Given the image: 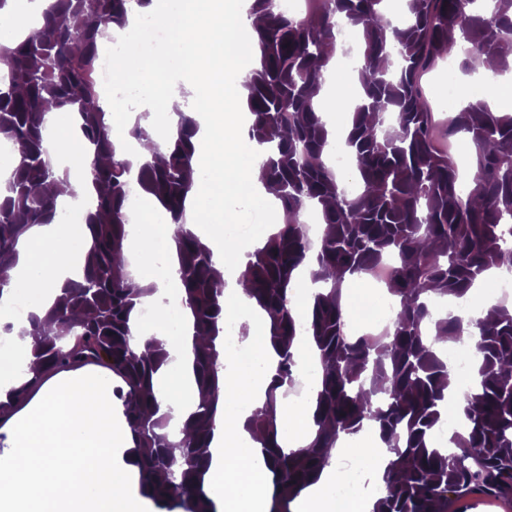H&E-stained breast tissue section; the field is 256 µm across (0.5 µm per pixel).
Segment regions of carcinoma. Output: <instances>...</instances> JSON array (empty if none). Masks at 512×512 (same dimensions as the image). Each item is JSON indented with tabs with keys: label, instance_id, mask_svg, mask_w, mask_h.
Returning <instances> with one entry per match:
<instances>
[{
	"label": "carcinoma",
	"instance_id": "carcinoma-1",
	"mask_svg": "<svg viewBox=\"0 0 512 512\" xmlns=\"http://www.w3.org/2000/svg\"><path fill=\"white\" fill-rule=\"evenodd\" d=\"M152 0H51L38 37L0 40V139L15 146V161L0 184V292L18 262L20 241L36 224L59 218L69 174L45 147L49 113L78 116L76 138L91 158L86 179L94 194L86 221L91 246L83 275L69 280L48 310L30 348L34 377L0 402V418L23 406L41 382L60 371L97 366L112 372V395L122 402L137 457L139 487L161 512H218L204 490L206 449L219 407L218 373L224 358L216 340L222 325L224 278L213 251L186 228L194 195L197 131L193 115L177 113L176 133L155 143L146 125L127 129L151 152L131 177L119 156L112 124L94 77L113 25ZM295 17L274 0H252L249 26L261 53L244 86L250 112L248 140L262 179L279 200L280 222L246 255L239 281L266 314L278 362L265 408L247 421L271 480L269 512L291 505L320 479L331 450L365 423L379 425L384 485L372 512H465L461 502L483 495L512 505V308L496 303L484 316L439 317L437 299L466 301L473 283L500 264L512 245V113L479 97L457 112L434 110L423 78L463 49L486 55L500 75L512 73V0H405L402 21L382 10L385 0H312ZM361 40L362 92L351 114L345 146L358 185L327 161L331 132L314 100L336 56L337 34ZM474 146L467 179L447 142ZM151 195L174 225L178 279L195 324L194 373L202 398L181 438L168 432L171 406L159 399L157 378L169 354L150 338L133 339L142 299L125 259L131 182ZM319 216L323 231L311 241L303 216ZM320 291L308 318L294 311L295 274L303 266ZM388 268L394 299L390 328L377 335L346 334L348 306L341 285ZM309 334L319 352L315 378V436L291 448L274 406L295 384L294 340ZM473 339L475 364L461 394V422L448 446L433 440L447 420L448 360L442 343ZM179 454H174V449Z\"/></svg>",
	"mask_w": 512,
	"mask_h": 512
}]
</instances>
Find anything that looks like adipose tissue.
I'll list each match as a JSON object with an SVG mask.
<instances>
[{"label": "adipose tissue", "instance_id": "adipose-tissue-1", "mask_svg": "<svg viewBox=\"0 0 512 512\" xmlns=\"http://www.w3.org/2000/svg\"><path fill=\"white\" fill-rule=\"evenodd\" d=\"M173 32L174 47L183 62V75H172L166 63L157 58L136 57L128 60L124 76L142 85L146 95L144 111L152 116L170 118L182 111L185 102H192L197 122L194 144L203 146L206 179L197 180L195 194L204 197L209 179L224 181L228 197L247 192L267 203L276 197L262 180L257 165H242L236 148L237 135L228 125L227 117L238 116L245 92L243 83L259 54L256 41L240 38L235 27L224 21L223 0H181L175 11L157 13ZM173 225L141 220L135 230L134 244L140 264L149 268L141 281L154 285L157 294L178 287L177 246ZM166 241L164 257L154 252L155 237ZM91 243L86 224L59 221L32 227L21 244L17 265L10 272V283L0 290V308L8 305L17 285H25L33 300V319L13 323L0 317V327L11 325L12 338L19 345L29 344L37 327L35 317L44 316L52 306L65 282L77 270L69 262L73 248L88 249ZM226 309L244 307L248 320L238 326L239 340L251 347L263 364L261 373L249 370H226L220 376L222 397L226 407L235 409L233 422H217L208 448L210 468L205 475L207 489L221 496L226 483L237 482L245 462L254 460L255 442L244 425L256 410L265 404L264 392L273 375L274 349L265 333V318L256 304L234 285L224 296ZM154 336L163 340L169 360L161 369L159 397L173 407L174 427H183L188 407L199 398V388L192 375L194 330L190 318H183L179 335H170L165 325H157Z\"/></svg>", "mask_w": 512, "mask_h": 512}]
</instances>
